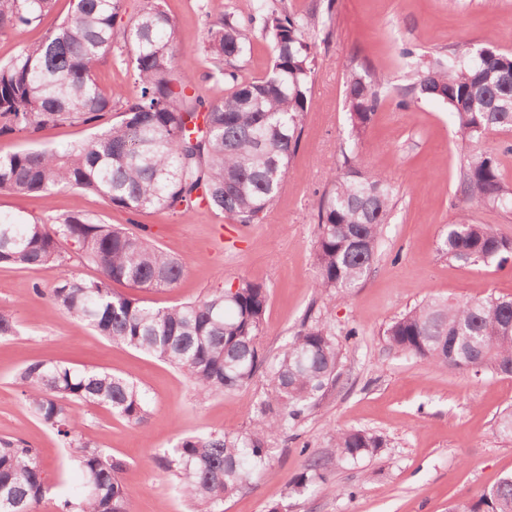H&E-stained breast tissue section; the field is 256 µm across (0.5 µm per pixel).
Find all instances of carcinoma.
Wrapping results in <instances>:
<instances>
[{
	"label": "carcinoma",
	"instance_id": "carcinoma-1",
	"mask_svg": "<svg viewBox=\"0 0 512 512\" xmlns=\"http://www.w3.org/2000/svg\"><path fill=\"white\" fill-rule=\"evenodd\" d=\"M56 0H0V34L40 24ZM122 0H72L70 12L43 39L23 46L0 64V136L34 138L61 124L93 129L67 152L27 148L0 152V192L50 195L79 189L114 208L137 213L167 209L184 215L206 207L254 224L273 207L301 142L312 103L316 45L305 29L319 19L286 10L226 17L208 23L203 51L224 63V97L207 102L192 93L177 68L181 45L163 0H141L137 14L116 26ZM273 48L270 72L246 80L236 61L249 44L252 25ZM127 52L133 93L124 96L98 81V66L114 44ZM387 79L356 66L344 84L351 143L341 148L339 171L317 206L314 258L321 294L347 295L370 272L385 224L396 205L391 179L369 170L360 148L382 102ZM443 102L466 145L458 182L471 207L512 210V188L501 177L495 135L512 133V53L491 47L455 50L422 64L400 105ZM78 246L99 276L63 275L45 295L49 304L114 344L185 371L201 395H231L264 372L259 338L268 290L241 280L192 302L155 308L112 290V283L163 291L184 274L182 262L158 248L146 228L130 231L87 214L28 221L0 216V264L27 268L62 261L63 245ZM439 251L469 265L512 258V239L466 215L448 225ZM331 313L304 323L270 371L271 393L255 405L244 434L187 436L157 452L153 462L188 495L192 512H223L224 500L272 460L269 442L309 413L336 382L342 347ZM390 349L434 368L474 377L512 376V298L466 301L428 296L393 318L383 331ZM17 385L29 412L75 449L85 493L65 499L60 512H134L120 473L123 462L79 438L74 404L103 406L125 422L146 421L148 398L130 380L105 371L76 370L37 361ZM379 435L353 429L336 433V455L356 460L381 447ZM310 464L294 491L327 481L320 460ZM36 451L23 439L0 437V512H35L50 493ZM448 512H512V476L462 499Z\"/></svg>",
	"mask_w": 512,
	"mask_h": 512
}]
</instances>
